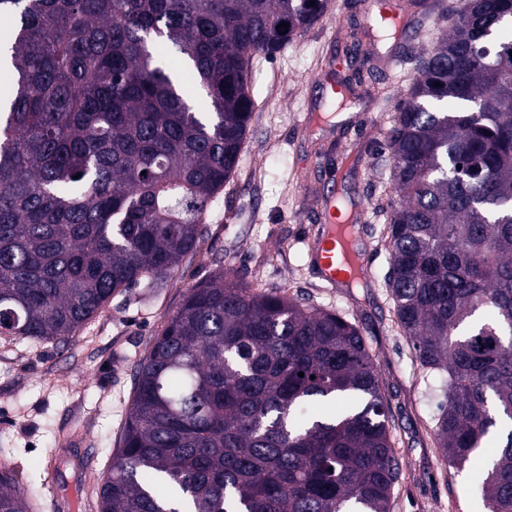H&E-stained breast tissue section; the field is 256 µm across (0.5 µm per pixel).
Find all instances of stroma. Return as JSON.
I'll return each mask as SVG.
<instances>
[{
    "label": "stroma",
    "mask_w": 512,
    "mask_h": 512,
    "mask_svg": "<svg viewBox=\"0 0 512 512\" xmlns=\"http://www.w3.org/2000/svg\"><path fill=\"white\" fill-rule=\"evenodd\" d=\"M370 12L336 0L332 14L251 73L257 107L239 171L211 205L198 250L163 287L113 294L95 318L59 344H14L0 335V461L40 512L52 498L90 499L86 467L108 473L134 391V372L187 290L216 273L257 292L277 289L307 306L359 321L378 364L400 464L391 512H486L474 488L480 460L449 467L435 440L441 395L413 355L386 288L390 252L375 207L390 173L381 130L405 83L384 68L390 43L371 39ZM386 86L389 99L379 98ZM346 100V121L307 134L310 108ZM339 192L364 210L353 243L367 277L329 286L311 261L324 201Z\"/></svg>",
    "instance_id": "stroma-1"
}]
</instances>
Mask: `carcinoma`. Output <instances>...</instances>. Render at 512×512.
Instances as JSON below:
<instances>
[{
  "label": "carcinoma",
  "mask_w": 512,
  "mask_h": 512,
  "mask_svg": "<svg viewBox=\"0 0 512 512\" xmlns=\"http://www.w3.org/2000/svg\"><path fill=\"white\" fill-rule=\"evenodd\" d=\"M408 2L409 14L374 16L376 30L398 40L428 17L454 21L414 57L388 115L387 286L416 361L440 380L446 463L500 436L478 491L488 512H512V427L500 428L512 424V0ZM333 9L0 0V334L65 341L112 294L159 287L197 251L238 171L254 60ZM399 473L361 325L220 273L189 290L138 363L97 508L390 512ZM14 484L0 469V512H30Z\"/></svg>",
  "instance_id": "1"
}]
</instances>
